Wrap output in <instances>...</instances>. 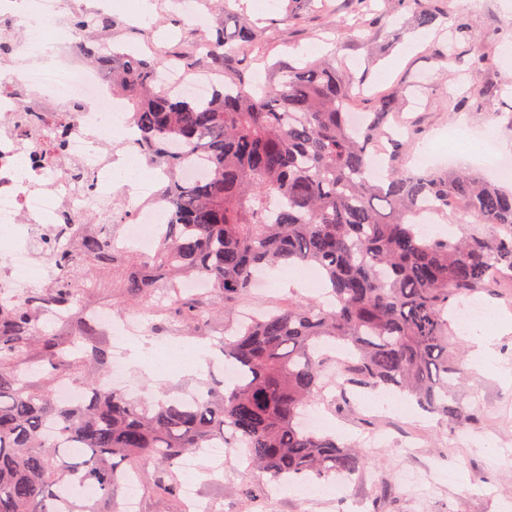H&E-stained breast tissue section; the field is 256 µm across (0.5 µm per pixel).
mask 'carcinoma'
Here are the masks:
<instances>
[{"instance_id":"obj_1","label":"carcinoma","mask_w":512,"mask_h":512,"mask_svg":"<svg viewBox=\"0 0 512 512\" xmlns=\"http://www.w3.org/2000/svg\"><path fill=\"white\" fill-rule=\"evenodd\" d=\"M416 21L435 27L444 12L421 0ZM251 24L217 32L207 55L235 53ZM168 60L112 53V93L133 106L137 147L167 171L161 196L172 221L129 288L176 287L195 275L228 301L246 294L253 273L280 265L314 267L337 300L268 311L224 337V361L238 378L224 389L150 404L86 383L89 401L56 402L46 389L16 386L7 372L22 359L43 299L0 305V512H102L112 502L117 466L146 460L162 470L219 441L244 445L254 468L274 483L351 478L361 449L310 430L304 411L343 383L412 398L449 427L476 425L455 401L470 374L455 318L480 293L512 280V190L477 173L404 172L374 158L392 139L399 95L380 97L350 123L351 83L326 58L277 62L267 84L216 86L203 101L171 92ZM205 157L204 175L184 181L185 156ZM423 206L466 225L435 238L418 224ZM82 258L115 262L104 240H80ZM53 370L64 374L65 345L43 336Z\"/></svg>"}]
</instances>
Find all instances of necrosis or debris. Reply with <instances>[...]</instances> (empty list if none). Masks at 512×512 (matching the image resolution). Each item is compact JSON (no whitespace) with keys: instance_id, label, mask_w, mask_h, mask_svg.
<instances>
[{"instance_id":"1","label":"necrosis or debris","mask_w":512,"mask_h":512,"mask_svg":"<svg viewBox=\"0 0 512 512\" xmlns=\"http://www.w3.org/2000/svg\"><path fill=\"white\" fill-rule=\"evenodd\" d=\"M111 9L112 0H0V32L14 47L0 58L1 299L14 302L55 287L63 272L56 253L83 238L103 235L116 252L148 253L165 231V172L153 163L129 200L130 223L91 228L80 220L92 205L109 211L113 173L139 155L135 128L122 124L125 103L113 95L102 68L67 56L86 43L112 45L111 33L70 24ZM118 127L123 149L104 152ZM60 133L65 147L59 151L53 141ZM75 170L92 179V189L71 179Z\"/></svg>"}]
</instances>
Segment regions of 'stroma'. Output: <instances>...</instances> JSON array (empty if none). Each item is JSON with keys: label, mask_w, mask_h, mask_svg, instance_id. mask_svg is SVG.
Segmentation results:
<instances>
[{"label": "stroma", "mask_w": 512, "mask_h": 512, "mask_svg": "<svg viewBox=\"0 0 512 512\" xmlns=\"http://www.w3.org/2000/svg\"><path fill=\"white\" fill-rule=\"evenodd\" d=\"M286 3L261 0L256 8L249 0H231L224 8L213 0H202L200 10L207 22L198 30L181 27V15L171 0H154L151 19L127 30L125 37L147 57L179 56L184 72L192 78L200 72V42L217 31L234 30L247 19L255 24L254 39L241 52L225 57L222 77L241 75L254 82L263 79L265 65L325 54L335 58L337 69L353 85L363 88L362 105L388 92L410 90L395 126L398 138L410 144L409 150L399 154L398 166L404 170L454 168L452 156L434 151L433 146L453 127L468 130L473 138L491 127L489 118L476 114L479 103H493L496 113L512 116V6L506 0H482L475 11L466 0H444L442 7L449 17L432 29L418 27L415 10L406 7L380 23L378 17L387 9L385 0H373L368 8L359 0H302L296 7L298 18L292 22L285 18ZM461 18L472 23L468 33L455 29ZM478 53L484 55V65L476 73L467 70L466 61ZM396 56L401 59L399 66L389 68ZM494 130L499 139L512 141V127ZM139 261L132 254L114 265L80 259L71 267L68 281L79 294L81 307L111 310L117 321L125 315L141 316L143 333L128 338L123 346L126 354L146 343L194 345L207 351L203 370L173 378L128 362L135 394L147 400L160 398L166 391L177 394L199 380L221 385V343L225 332L240 322L242 310L284 307L312 297L308 289L284 281L268 282L228 302L214 289L201 288L198 316L188 327L170 295L156 294L147 307L123 295L127 267ZM496 292L492 309L501 323L496 349L505 374L471 373L458 391L461 404L480 420L470 431V441L456 443L452 429L434 415L370 410V403L377 400L371 390L350 393L331 404L314 401L311 409L324 416V432L361 447L366 465L338 493L321 496L305 508L297 501L300 484L280 486L272 512H347L355 503L364 512H419L418 503L428 499L433 512H505L506 505H512V283H500ZM45 358L42 342L31 343L24 360L11 367L14 378L28 388L59 387ZM225 470L228 477L223 481L201 477V500L218 502L221 512H254V494L269 487L266 476L230 457Z\"/></svg>", "instance_id": "obj_1"}]
</instances>
